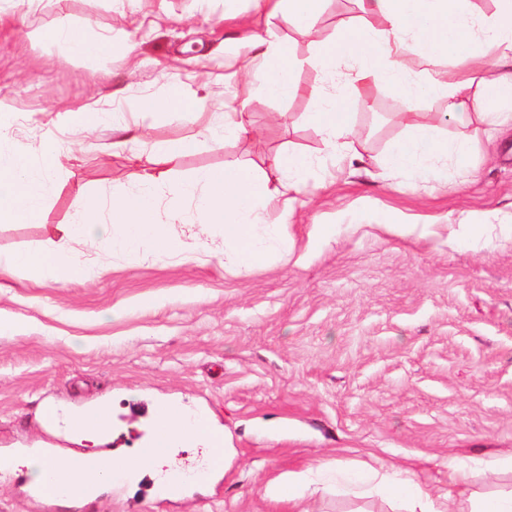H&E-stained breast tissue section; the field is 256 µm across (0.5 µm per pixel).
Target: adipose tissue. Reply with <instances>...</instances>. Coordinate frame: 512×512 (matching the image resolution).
Wrapping results in <instances>:
<instances>
[{
  "instance_id": "obj_1",
  "label": "adipose tissue",
  "mask_w": 512,
  "mask_h": 512,
  "mask_svg": "<svg viewBox=\"0 0 512 512\" xmlns=\"http://www.w3.org/2000/svg\"><path fill=\"white\" fill-rule=\"evenodd\" d=\"M361 13L342 26L333 38L314 42L313 59L324 82L318 87H303L291 73L299 60L282 40L269 41L254 36L255 55L247 66L259 90L273 99L298 95L310 98L314 110L310 123L320 132L328 159H353L355 128L351 108L364 101L373 88L385 85L404 97L441 98L446 102L444 119L468 125L479 122L487 136L512 124V0H496L491 13H478L471 0H360ZM52 37L67 45L72 53L94 58L111 53L112 42L103 36L90 37L71 24L56 28ZM454 55L468 60L463 72L449 74L440 65L442 57ZM485 106L478 112L470 107L476 100ZM174 109L202 121L205 135L237 139L247 135L250 122L244 110L208 111L204 102L188 97L180 87H171L165 97H139L135 104L136 122L113 119L118 138L115 149L140 142L139 118ZM195 147L191 141H170L159 151L160 169L144 173L140 187L133 192L113 194L108 207L84 188H77L72 202L73 218L61 225L63 239L79 238L105 245L112 252L146 255L158 259L174 258L183 252L182 242L170 230L181 224L185 232L210 226L222 231L224 263L245 273L264 264L273 253L287 246L290 217L280 223H267L265 202L287 189L302 193L321 187V166L302 152L291 151L277 157L273 172L229 162L221 169H201L173 187L162 197L166 184L165 165L176 162ZM474 150L464 136L441 138L437 125L420 124L395 142L387 163L401 186L438 188L448 182L449 170L474 175L470 164ZM42 161H35L25 146L8 140L0 130V222L23 223L41 215L49 187L53 183L59 153L47 144ZM18 269L50 270L55 280H83L92 271L72 255L48 247L36 252L0 254V272ZM151 451L132 456L124 470L130 479L153 474L170 460L173 447L193 443L213 446L209 465L219 470L222 451L216 448L218 433L203 418H188L181 407L167 405L156 414ZM72 434L88 442L84 454L86 470L75 475L69 462H52L32 455L26 461L31 483H40L53 470L69 484L62 495L63 505H84L95 500L112 475L97 469L96 447L112 429V412L97 408L68 420ZM327 474L319 467L288 472L269 483L266 494L301 501L311 485ZM364 497L379 496L393 503L399 512H512V490L485 494L472 490L467 469L451 465L448 490L439 492L420 483L410 470L376 472L357 489Z\"/></svg>"
}]
</instances>
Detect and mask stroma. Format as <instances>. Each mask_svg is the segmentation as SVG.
Segmentation results:
<instances>
[{"mask_svg": "<svg viewBox=\"0 0 512 512\" xmlns=\"http://www.w3.org/2000/svg\"><path fill=\"white\" fill-rule=\"evenodd\" d=\"M358 14L356 0H323L310 36L253 0H20L0 12V127L33 154L48 140L60 150L39 221L0 223V253L59 243L95 269L68 284L24 270L0 276V455L83 450L45 417L50 401L65 412L111 404L120 451L149 435L154 406L181 405L210 418L230 453L200 482L201 450L178 449L183 496H154L147 477L69 509L30 500L26 468L0 472V512H294L265 494L289 471L394 467L444 490L449 462L512 456V230L456 223L463 211L512 214L511 129L491 144L480 125L439 124L442 135L473 141L477 177L452 172L434 191L400 188L384 168L389 146L409 126L435 123L442 103L376 88L356 108L359 160L332 167L334 184L308 204L290 192L267 201L269 223L295 212L289 250L246 274L225 270L216 228L184 237L182 256L166 261L56 233L71 220L76 186L135 191L171 140L197 143L170 171L172 185L227 161L269 172L287 150L324 159L307 97L257 93L243 103L233 94L253 34L290 43L296 80L319 85L313 37L336 36ZM63 19L111 37V57L52 41ZM172 82L207 93L211 111L244 107L252 131L203 140L200 123L155 114L139 154L111 149L113 114ZM84 105L102 114L97 130L61 133L57 113ZM389 217L414 233L396 235ZM315 220L334 230L311 247Z\"/></svg>", "mask_w": 512, "mask_h": 512, "instance_id": "1", "label": "stroma"}]
</instances>
